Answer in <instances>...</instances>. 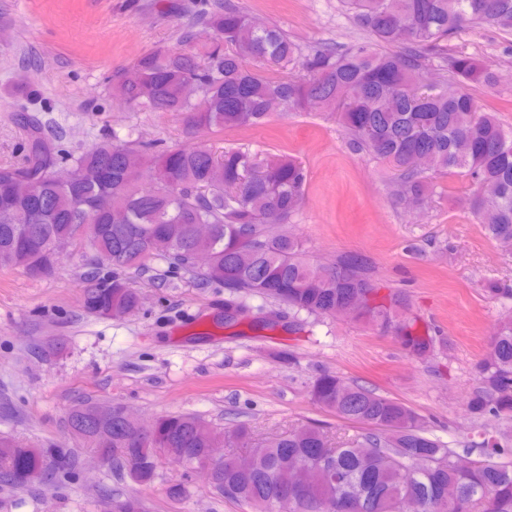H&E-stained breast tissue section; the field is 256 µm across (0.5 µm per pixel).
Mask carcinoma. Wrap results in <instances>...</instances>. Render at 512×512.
Masks as SVG:
<instances>
[{"label": "carcinoma", "mask_w": 512, "mask_h": 512, "mask_svg": "<svg viewBox=\"0 0 512 512\" xmlns=\"http://www.w3.org/2000/svg\"><path fill=\"white\" fill-rule=\"evenodd\" d=\"M368 39L342 49L314 46L302 51L282 28L260 24L230 3L205 6L199 20L211 39L158 48L119 71L124 100L137 112H185L205 129L256 126L275 112H332L352 150L366 153L395 172L394 196L404 205H424L434 195L433 178L455 170L469 177L472 215L486 235L512 252V130L485 111L469 92L492 87L497 78L482 61L444 56L448 36L463 28L512 32V0H342ZM385 45H397L390 53ZM458 84L453 98L440 84L422 79L433 59ZM29 132L17 165L0 167V267L30 274V259L55 267V246H83L112 274L90 275L83 287L85 310L99 318L135 313L139 294L119 275L163 260L207 284H231L232 299L248 312V301L288 307L289 323L345 316L354 299L373 287L363 258L348 269L342 253L327 266L311 262L298 237L271 224L288 223L305 193L304 167L286 155L247 146L215 151L205 146L157 149L129 141H104L77 154L63 153L41 131L38 119L19 114ZM65 160L73 172L62 186L43 177ZM112 175L104 187L99 173ZM42 193V213L30 212V186ZM112 195V212L91 207ZM195 224L213 234L197 238ZM169 241L154 248L155 239ZM211 255L213 265L197 272L193 255ZM405 295L391 290L355 322L392 329L418 346L417 358L435 352L437 338L416 333V319L403 315ZM500 332L474 366L472 418L502 425L467 439L457 453L433 437L425 421L402 402L337 374L325 372L311 385L312 399L337 417L362 424L366 432L333 446L314 424L259 440L239 424L232 429L201 427L190 413L158 418L153 435L134 421L114 417L87 421L92 402L75 404L67 415L87 450L126 458L147 486L159 478L166 454L204 453L220 440L241 442L253 455L243 476L231 460L207 484L218 495L251 512H273L276 499L294 498L288 512H512V461H498L512 431V309ZM481 449L470 457V449ZM75 465L63 448H36L0 437V484L19 488L30 475L64 478Z\"/></svg>", "instance_id": "1"}]
</instances>
